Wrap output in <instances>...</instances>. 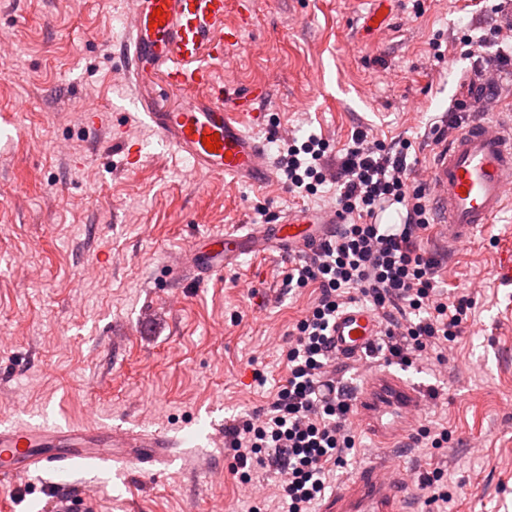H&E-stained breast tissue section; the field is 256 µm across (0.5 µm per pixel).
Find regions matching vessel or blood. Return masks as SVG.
<instances>
[{"label":"vessel or blood","mask_w":512,"mask_h":512,"mask_svg":"<svg viewBox=\"0 0 512 512\" xmlns=\"http://www.w3.org/2000/svg\"><path fill=\"white\" fill-rule=\"evenodd\" d=\"M225 0H136L124 45L126 68L143 80L146 64L159 68L178 105L161 110L147 91L138 104L149 125L172 144L194 167L209 176L236 179L272 177L265 164V148L240 121L225 110L210 88L211 62L223 59L227 45L237 42L240 28L224 26ZM161 17H154V10ZM206 96H199V89ZM216 136L219 147L209 151L203 139ZM435 201V222L449 240L468 242L502 211L512 189V130L501 129L489 114L467 120L450 141L439 142L428 172ZM334 208H296L276 223L262 224L243 234L217 231L199 239L172 268L174 280L185 270L198 277L221 271L241 256H265L275 248L301 255L334 234L343 223ZM380 331L376 313L354 305L342 312L332 329L337 357L360 359ZM425 407L419 389L387 370L372 373L357 394L356 419L380 443L392 444L403 429L413 426ZM177 441L156 432L134 431L108 422L77 424L42 419L0 424V485L14 486L37 471L67 472L81 462L102 459L103 449L116 448V461L139 466L167 461ZM399 476L383 462L362 471L320 512H399Z\"/></svg>","instance_id":"obj_1"}]
</instances>
